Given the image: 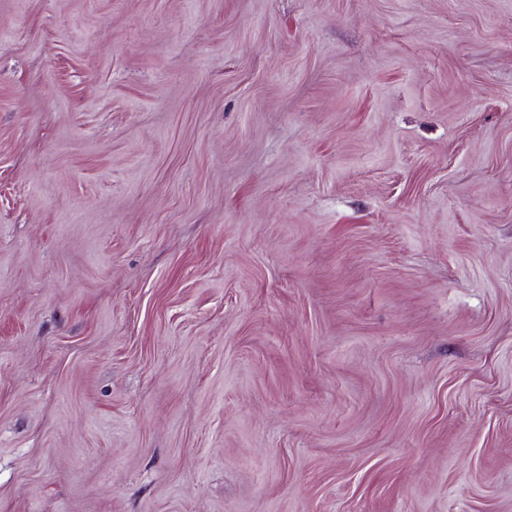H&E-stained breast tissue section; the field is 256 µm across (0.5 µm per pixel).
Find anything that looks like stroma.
<instances>
[{
  "instance_id": "35a3bbf8",
  "label": "stroma",
  "mask_w": 512,
  "mask_h": 512,
  "mask_svg": "<svg viewBox=\"0 0 512 512\" xmlns=\"http://www.w3.org/2000/svg\"><path fill=\"white\" fill-rule=\"evenodd\" d=\"M0 512H512V0H0Z\"/></svg>"
}]
</instances>
